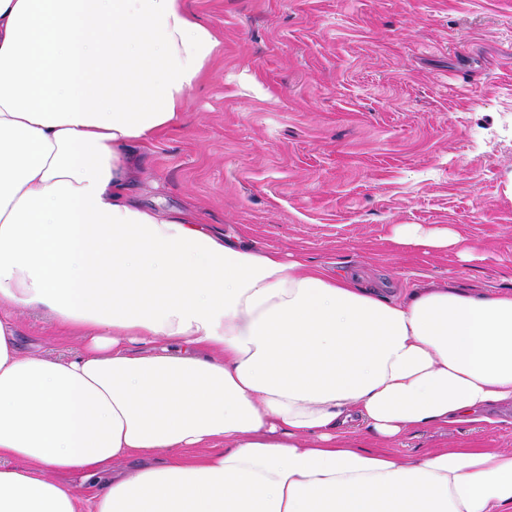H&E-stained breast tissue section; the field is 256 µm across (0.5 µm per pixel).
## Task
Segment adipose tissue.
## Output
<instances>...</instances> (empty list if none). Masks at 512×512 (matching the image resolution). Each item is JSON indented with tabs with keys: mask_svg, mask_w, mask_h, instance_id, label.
Here are the masks:
<instances>
[{
	"mask_svg": "<svg viewBox=\"0 0 512 512\" xmlns=\"http://www.w3.org/2000/svg\"><path fill=\"white\" fill-rule=\"evenodd\" d=\"M221 46L186 0H0V512H512V453L349 442L512 404V292L392 300L132 198ZM18 334L24 351H37L58 358L67 356L80 344L76 338L62 340L53 319L38 311H23L17 315Z\"/></svg>",
	"mask_w": 512,
	"mask_h": 512,
	"instance_id": "adipose-tissue-1",
	"label": "adipose tissue"
}]
</instances>
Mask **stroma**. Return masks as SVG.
<instances>
[{"instance_id":"35a3bbf8","label":"stroma","mask_w":512,"mask_h":512,"mask_svg":"<svg viewBox=\"0 0 512 512\" xmlns=\"http://www.w3.org/2000/svg\"><path fill=\"white\" fill-rule=\"evenodd\" d=\"M222 38L173 131L139 149L133 192L165 214L345 270L397 297L425 283L512 291V0H187ZM400 224L476 248L399 246ZM23 350L78 347L18 314ZM410 433L435 448L512 450V406Z\"/></svg>"}]
</instances>
